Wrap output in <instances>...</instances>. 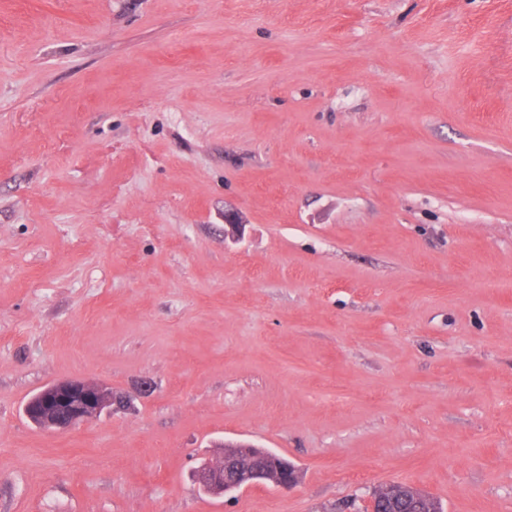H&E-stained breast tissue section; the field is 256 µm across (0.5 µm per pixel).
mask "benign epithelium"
Instances as JSON below:
<instances>
[{
  "instance_id": "7a95c632",
  "label": "benign epithelium",
  "mask_w": 512,
  "mask_h": 512,
  "mask_svg": "<svg viewBox=\"0 0 512 512\" xmlns=\"http://www.w3.org/2000/svg\"><path fill=\"white\" fill-rule=\"evenodd\" d=\"M120 400L112 390L85 379L61 381L32 397L25 405L26 417L41 429L63 434L80 422L115 409ZM277 474L246 472L234 456L209 459L195 470V483L212 496H224L231 489H247L271 482L278 489L289 490L297 480L294 467L287 461L275 464Z\"/></svg>"
}]
</instances>
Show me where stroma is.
Wrapping results in <instances>:
<instances>
[{
  "mask_svg": "<svg viewBox=\"0 0 512 512\" xmlns=\"http://www.w3.org/2000/svg\"><path fill=\"white\" fill-rule=\"evenodd\" d=\"M73 378L142 393L31 425ZM393 481L512 512V0H0V512ZM277 476L270 472H246L238 464V457L221 456L209 459L195 470L193 478L195 483L212 496H224L231 489H247L254 486L271 485L278 489L289 490L297 480L294 467L285 460L281 464L275 462Z\"/></svg>",
  "mask_w": 512,
  "mask_h": 512,
  "instance_id": "1",
  "label": "stroma"
}]
</instances>
